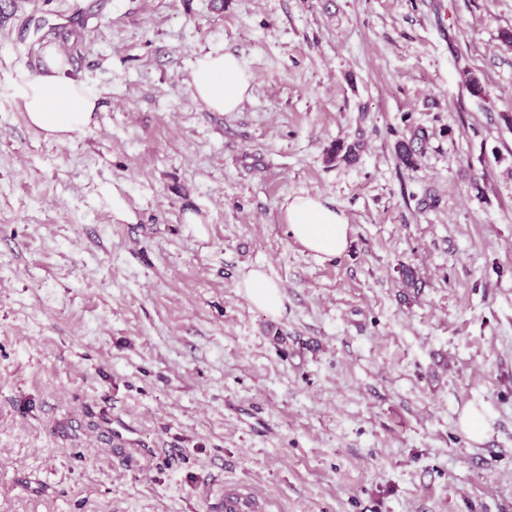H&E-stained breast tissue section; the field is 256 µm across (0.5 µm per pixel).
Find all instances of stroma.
<instances>
[{
  "instance_id": "1",
  "label": "stroma",
  "mask_w": 512,
  "mask_h": 512,
  "mask_svg": "<svg viewBox=\"0 0 512 512\" xmlns=\"http://www.w3.org/2000/svg\"><path fill=\"white\" fill-rule=\"evenodd\" d=\"M505 29L512 0H23L0 24V512H219L234 484L264 512H512ZM48 45L100 96L65 143L13 95ZM216 48L251 76L234 112L191 87ZM339 139L356 163L327 162ZM302 193L344 212L341 257L287 234ZM424 142L425 134L420 130H413L409 136L398 140L394 148L399 161L405 167H414L424 152ZM249 302L267 315L278 316L282 309L280 287L261 268L248 272L240 284Z\"/></svg>"
}]
</instances>
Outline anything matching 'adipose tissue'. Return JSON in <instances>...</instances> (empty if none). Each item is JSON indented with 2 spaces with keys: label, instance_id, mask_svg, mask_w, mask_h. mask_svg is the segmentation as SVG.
Instances as JSON below:
<instances>
[{
  "label": "adipose tissue",
  "instance_id": "ef3b65f1",
  "mask_svg": "<svg viewBox=\"0 0 512 512\" xmlns=\"http://www.w3.org/2000/svg\"><path fill=\"white\" fill-rule=\"evenodd\" d=\"M249 86L246 69L230 53L207 52L196 59L191 71L194 96L214 112L237 111ZM13 94L20 100L28 124L62 143L84 130L99 108L98 93L68 77L54 50L44 53L36 73L17 83ZM284 221L288 234L317 257L341 256L349 245L350 224L341 210L321 196L288 198ZM241 286L253 306L273 317L280 314V288L263 269L250 270Z\"/></svg>",
  "mask_w": 512,
  "mask_h": 512
}]
</instances>
